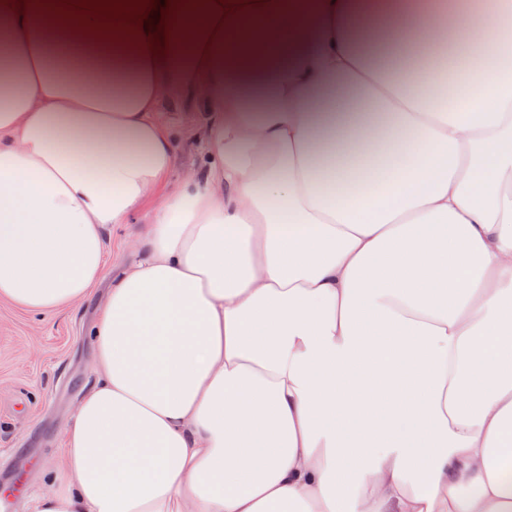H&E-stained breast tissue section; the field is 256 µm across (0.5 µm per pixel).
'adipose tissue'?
<instances>
[{"instance_id":"ef3b65f1","label":"adipose tissue","mask_w":512,"mask_h":512,"mask_svg":"<svg viewBox=\"0 0 512 512\" xmlns=\"http://www.w3.org/2000/svg\"><path fill=\"white\" fill-rule=\"evenodd\" d=\"M172 35L0 0V301L108 285L31 512H512V0H187ZM175 110L203 148L161 195ZM138 224H121L112 230V226L106 231L109 264L106 275L110 276L112 266L124 265L133 260V255L127 250L125 242L129 235L138 227Z\"/></svg>"}]
</instances>
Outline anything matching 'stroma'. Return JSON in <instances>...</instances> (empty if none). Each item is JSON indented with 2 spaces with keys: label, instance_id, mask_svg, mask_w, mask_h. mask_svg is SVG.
<instances>
[{
  "label": "stroma",
  "instance_id": "obj_1",
  "mask_svg": "<svg viewBox=\"0 0 512 512\" xmlns=\"http://www.w3.org/2000/svg\"><path fill=\"white\" fill-rule=\"evenodd\" d=\"M169 119L179 141L166 191L200 157L195 113L173 112ZM101 300L97 292L75 308L41 316L0 301V455L15 450L28 462L18 512L51 489L63 431L95 379L88 330Z\"/></svg>",
  "mask_w": 512,
  "mask_h": 512
}]
</instances>
